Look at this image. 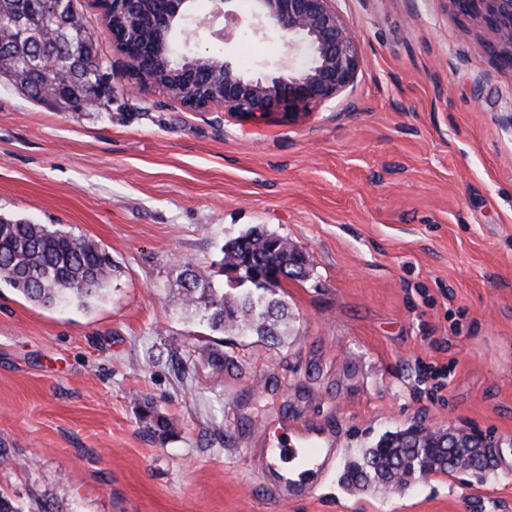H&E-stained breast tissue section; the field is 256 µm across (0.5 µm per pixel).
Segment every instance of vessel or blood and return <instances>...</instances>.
Instances as JSON below:
<instances>
[{"label": "vessel or blood", "mask_w": 512, "mask_h": 512, "mask_svg": "<svg viewBox=\"0 0 512 512\" xmlns=\"http://www.w3.org/2000/svg\"><path fill=\"white\" fill-rule=\"evenodd\" d=\"M273 459L288 460L290 467L282 480L296 486L328 468L336 454L334 437L310 425L291 423L283 426L282 436L269 448Z\"/></svg>", "instance_id": "b4317fda"}]
</instances>
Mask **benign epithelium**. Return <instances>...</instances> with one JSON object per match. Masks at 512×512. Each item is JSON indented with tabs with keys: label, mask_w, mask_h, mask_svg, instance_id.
<instances>
[{
	"label": "benign epithelium",
	"mask_w": 512,
	"mask_h": 512,
	"mask_svg": "<svg viewBox=\"0 0 512 512\" xmlns=\"http://www.w3.org/2000/svg\"><path fill=\"white\" fill-rule=\"evenodd\" d=\"M112 3V45L125 67L126 92H162L189 112H222L238 122L300 121L309 109L348 90L360 70L362 50L335 0H250L249 27L260 38L278 36L285 55L274 73L245 76L225 54L201 51L175 39L210 31L230 41L238 15L234 0H211L200 16L194 0H94ZM490 31L485 50L512 67V0H452Z\"/></svg>",
	"instance_id": "obj_1"
}]
</instances>
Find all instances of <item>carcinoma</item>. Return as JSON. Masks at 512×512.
<instances>
[{"instance_id":"carcinoma-1","label":"carcinoma","mask_w":512,"mask_h":512,"mask_svg":"<svg viewBox=\"0 0 512 512\" xmlns=\"http://www.w3.org/2000/svg\"><path fill=\"white\" fill-rule=\"evenodd\" d=\"M30 0H0V36H13L14 17L26 11ZM53 45L55 63L46 69L40 61L38 43ZM108 63L99 53L96 41L74 20L51 34L39 30L14 42L12 54L0 67V81L17 89L26 98L44 101L47 90L58 91L60 109L87 110L90 84L97 82ZM250 254L267 275L266 283L251 279V269H236L239 258ZM220 265L238 271L231 277L237 286L250 285L255 292L231 296L212 281L186 268L181 272L188 304L200 309L212 328L250 332L276 344L288 328V311L276 292L282 280L303 279L309 275L306 258L288 239L263 227H253L224 243ZM112 276V262L98 244L85 237L36 224L27 220L0 218V282L28 300L53 304L60 300L82 305L101 290ZM441 438L421 427L392 432L368 449L362 460L348 465L347 485L363 489L371 481L402 482L405 473L418 463L437 464L436 470L451 473L457 466L441 467Z\"/></svg>"}]
</instances>
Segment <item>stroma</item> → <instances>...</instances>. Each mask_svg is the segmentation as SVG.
Wrapping results in <instances>:
<instances>
[{
  "mask_svg": "<svg viewBox=\"0 0 512 512\" xmlns=\"http://www.w3.org/2000/svg\"><path fill=\"white\" fill-rule=\"evenodd\" d=\"M336 7L360 71L296 126L132 97L118 75L94 112L0 83V215L113 264L83 307L0 286V493L19 512H512V68L450 0ZM203 45L247 75L282 59L243 31ZM259 225L312 267L283 285L279 344L209 329L179 277L225 285V241ZM292 419L340 453L285 500L251 451ZM415 423L490 438L491 469L344 484Z\"/></svg>",
  "mask_w": 512,
  "mask_h": 512,
  "instance_id": "stroma-1",
  "label": "stroma"
}]
</instances>
